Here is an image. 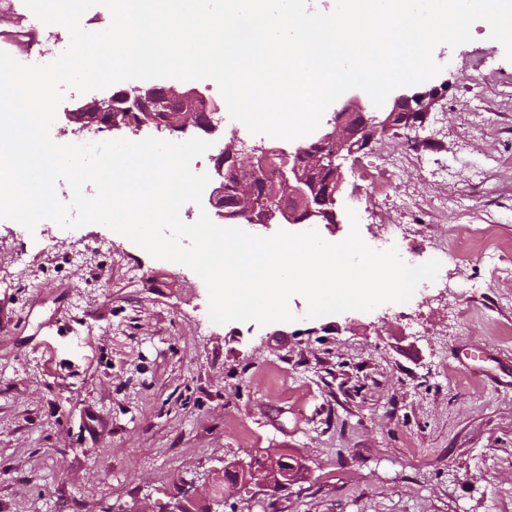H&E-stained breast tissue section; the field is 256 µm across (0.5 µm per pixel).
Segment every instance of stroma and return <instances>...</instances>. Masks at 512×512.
I'll return each instance as SVG.
<instances>
[{
    "instance_id": "obj_1",
    "label": "stroma",
    "mask_w": 512,
    "mask_h": 512,
    "mask_svg": "<svg viewBox=\"0 0 512 512\" xmlns=\"http://www.w3.org/2000/svg\"><path fill=\"white\" fill-rule=\"evenodd\" d=\"M489 29L439 53L422 128L343 165L371 241L404 224L416 263L491 226L500 263L444 264L406 303L213 323L204 281L100 224L0 219V512H205L202 477L278 452L302 482L224 492L223 512H512V61ZM396 160L386 187L368 170Z\"/></svg>"
}]
</instances>
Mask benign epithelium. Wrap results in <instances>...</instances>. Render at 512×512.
<instances>
[{
    "mask_svg": "<svg viewBox=\"0 0 512 512\" xmlns=\"http://www.w3.org/2000/svg\"><path fill=\"white\" fill-rule=\"evenodd\" d=\"M448 92V82L418 89L400 87L393 90L389 100L380 108L372 101L351 99L334 111L328 128L318 129L305 143L294 146L291 167L278 168L279 183L269 194L268 207L249 214L254 224H321L325 215L337 214L342 190V162L367 149L379 129H413L425 124L434 106ZM195 98L191 92L179 93L167 87H132L109 96L113 110H105L102 101L80 102L65 113L75 125V131L96 136L104 132L129 130L133 133L145 127L165 129L173 137H180L192 128L203 136H212L219 126L211 114L220 111L218 106L197 110L187 107ZM282 149L249 145L234 139L216 158L215 186L211 206L219 217L231 223L240 216L243 197L237 194L231 204H224V171L230 167L245 173L239 189L255 193L256 187L265 184L268 171L256 163L277 158ZM301 464L278 465L272 459L248 462L239 461L213 471L208 478L214 492L209 512H221L224 507V486L246 482L277 493L288 489L303 479Z\"/></svg>",
    "mask_w": 512,
    "mask_h": 512,
    "instance_id": "7a95c632",
    "label": "benign epithelium"
}]
</instances>
